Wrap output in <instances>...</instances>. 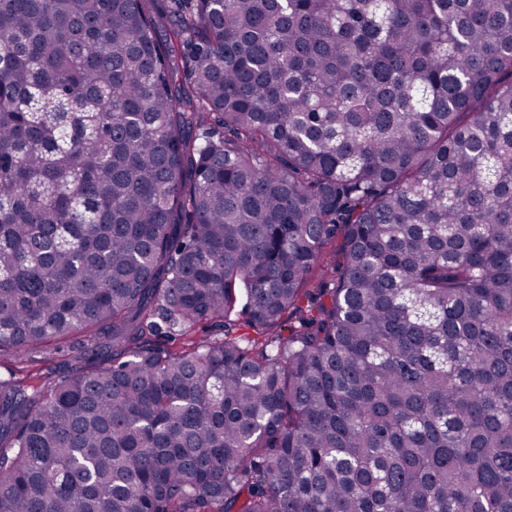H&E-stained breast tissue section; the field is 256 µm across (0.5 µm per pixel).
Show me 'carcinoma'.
Here are the masks:
<instances>
[{
    "label": "carcinoma",
    "instance_id": "obj_1",
    "mask_svg": "<svg viewBox=\"0 0 512 512\" xmlns=\"http://www.w3.org/2000/svg\"><path fill=\"white\" fill-rule=\"evenodd\" d=\"M53 344L0 512H512V0H0V356Z\"/></svg>",
    "mask_w": 512,
    "mask_h": 512
}]
</instances>
